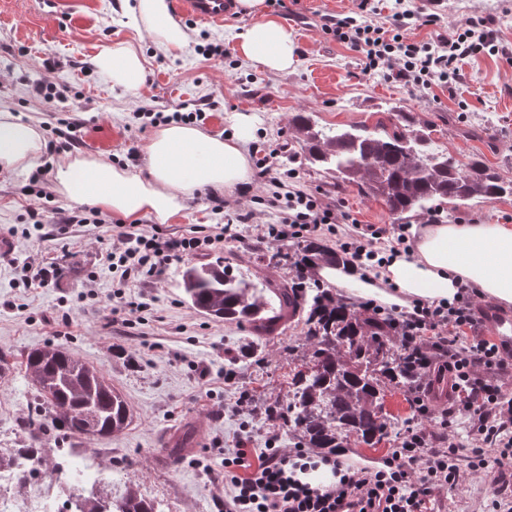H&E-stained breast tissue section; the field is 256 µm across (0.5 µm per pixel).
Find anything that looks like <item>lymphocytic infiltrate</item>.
I'll list each match as a JSON object with an SVG mask.
<instances>
[{
    "instance_id": "f902f5d3",
    "label": "lymphocytic infiltrate",
    "mask_w": 512,
    "mask_h": 512,
    "mask_svg": "<svg viewBox=\"0 0 512 512\" xmlns=\"http://www.w3.org/2000/svg\"><path fill=\"white\" fill-rule=\"evenodd\" d=\"M370 0H359L357 13L325 18L323 27L337 41L360 53L362 75L382 71L414 90L429 88L432 81L448 84L459 75V61L484 51L499 54L501 46L487 22H469L449 34L423 44L409 37L411 25L434 24L435 14L424 13L418 0H393L388 25L366 21ZM261 186L276 187L272 202L282 223L268 229L274 240L298 239L339 223L335 209L314 194L298 189L297 171L280 175L269 158L257 159ZM109 243L101 251L100 273L118 284L143 277L161 279L169 266L184 256L223 249L232 236L230 225L216 224L189 236L148 231L136 224H114ZM406 225L372 230L369 236L348 235L342 248L363 275L377 274L382 250L410 249ZM479 294L461 285L452 302L423 304L413 310L384 308L362 303L365 312L379 317L403 348L425 351L427 373L449 376L455 402L443 417L465 415L477 442L469 461L458 449L432 446L423 428L411 429L400 447L392 449L379 465L351 466L338 457H315L302 447L286 448L268 442L263 448L237 441L224 449V483L232 489L224 512H430L436 491L457 486L466 475L493 473L490 512H512V484L505 468L512 464V396L491 374L512 371V356L497 344L476 335L474 310ZM471 334L459 346L463 334ZM329 467L331 484H314L307 473Z\"/></svg>"
}]
</instances>
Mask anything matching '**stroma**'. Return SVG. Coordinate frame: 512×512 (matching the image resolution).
<instances>
[{
    "mask_svg": "<svg viewBox=\"0 0 512 512\" xmlns=\"http://www.w3.org/2000/svg\"><path fill=\"white\" fill-rule=\"evenodd\" d=\"M125 0H0V101L10 104L22 121L38 125L44 140L68 134L71 121L81 122V139L74 155L102 156L132 171L143 159L129 149L145 151L156 132L141 127L140 108L171 110L176 106L203 107L206 121L199 127L210 134L231 131L233 116H247L254 125L253 142L276 150L279 172L297 170L300 184L325 201L340 205L351 221L338 233L322 231L319 239L339 250V234L353 225L393 223L384 205L361 194L356 186L339 185L319 166L305 159L289 137L295 114L306 112L322 126L374 125L379 112L393 105L419 120L432 123L437 150L463 161L483 155L504 177L512 179V0H442L435 6V24L412 30L414 40L428 42L468 21L492 22L506 54L484 53L459 64L452 86L438 83L417 91L395 79L361 74L357 52L338 43L321 28L323 16L354 10V0H285L284 7L265 5L291 32L297 63L285 72H272L239 59L236 44L255 17L244 12L220 26L188 27V49L177 56L159 52L145 28L134 27L124 13ZM123 43L140 45L145 74L133 91L113 86L94 65L104 49ZM212 43L223 56L204 57L198 46ZM45 81L63 101L46 111L33 87ZM62 156L43 153L32 167L0 176V235H10L13 261H0V349L13 353L14 365L0 378V448H17L28 433L33 389L22 361L27 352L61 346L75 357L102 368L127 401L132 421L112 438L65 439L64 447L96 467L112 470V493L121 495L137 485L161 512H220L229 489L224 484L221 449L245 440L248 447H266L271 436L284 446L294 445L283 420L268 418L269 408H285L289 374L306 349L303 319H294L269 336H257L249 324L228 323L194 309L182 291V273L189 264L215 261V254H193L171 266L162 280L132 281L118 287L111 280H92L100 249L93 225L73 223L82 206L69 201L55 183L48 198L25 192L33 173L57 166ZM222 213H215L216 200ZM32 208L57 210L55 222L41 236L23 229ZM440 222L512 224V196L475 206L438 205ZM252 213L251 223L235 225L240 241H229L225 252L237 253L238 272L261 275L270 263L293 276L302 240L280 245L257 239L258 226L278 224L274 208L260 196L256 183L246 189H205L185 202L167 221L150 214L138 216L144 227L159 232L187 233L199 225L226 223L237 213ZM56 265V279L43 288L24 289L17 282L26 260ZM142 297L149 308L132 325L113 324L118 291ZM71 316L63 324V316ZM253 345L254 356L243 360L239 351ZM207 379H200L201 369ZM234 373L225 382V373ZM248 394L252 413L233 407ZM385 412L399 418L376 447L345 444L347 462L371 465L397 447L407 433L405 421L414 417L403 392H388ZM488 486L481 477L467 478L437 493L433 512H482Z\"/></svg>",
    "mask_w": 512,
    "mask_h": 512,
    "instance_id": "stroma-1",
    "label": "stroma"
}]
</instances>
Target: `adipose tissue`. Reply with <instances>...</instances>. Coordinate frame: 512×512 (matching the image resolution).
I'll return each mask as SVG.
<instances>
[{
	"label": "adipose tissue",
	"instance_id": "ef3b65f1",
	"mask_svg": "<svg viewBox=\"0 0 512 512\" xmlns=\"http://www.w3.org/2000/svg\"><path fill=\"white\" fill-rule=\"evenodd\" d=\"M126 11L134 24L146 27L159 51L173 56L186 51L189 36L172 17L168 0H134ZM236 51L242 60L270 71L282 72L297 62L292 34L272 15L253 23L240 36ZM95 64L114 86L128 91L137 89L144 77V58L129 44L103 50ZM251 134L245 118L223 137L173 122L160 128L146 148L147 175L90 155L58 165L54 179L71 201L90 202L130 218L152 214L165 221L196 191L249 182L244 146ZM43 148L37 126L20 122L0 106V175L32 165ZM412 233L411 250L383 265L379 285L362 280L350 265H325L317 273L344 289L351 302L371 299L409 309L419 301L451 300L458 284L470 283L484 298L512 306L511 224H417Z\"/></svg>",
	"mask_w": 512,
	"mask_h": 512
}]
</instances>
